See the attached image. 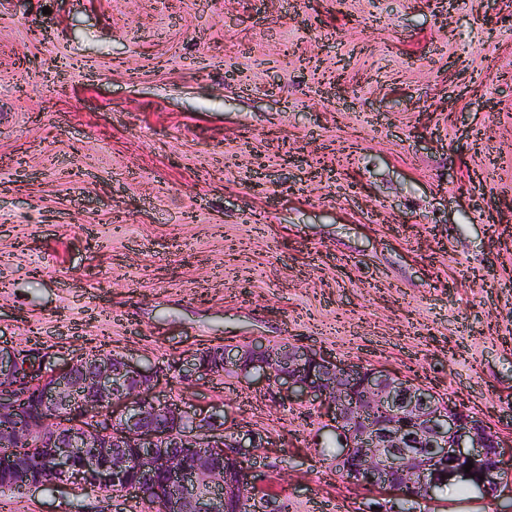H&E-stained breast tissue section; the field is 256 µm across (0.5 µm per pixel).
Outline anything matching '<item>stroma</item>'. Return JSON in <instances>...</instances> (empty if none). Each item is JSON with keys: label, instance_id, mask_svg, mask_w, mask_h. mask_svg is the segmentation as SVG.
Instances as JSON below:
<instances>
[{"label": "stroma", "instance_id": "35a3bbf8", "mask_svg": "<svg viewBox=\"0 0 512 512\" xmlns=\"http://www.w3.org/2000/svg\"><path fill=\"white\" fill-rule=\"evenodd\" d=\"M509 199L512 0H0V342L163 371L267 438L248 464L290 512L377 493L337 474L317 403L174 360L306 346L415 379L512 450ZM4 499L135 512L97 489Z\"/></svg>", "mask_w": 512, "mask_h": 512}]
</instances>
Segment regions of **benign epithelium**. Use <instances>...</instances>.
I'll use <instances>...</instances> for the list:
<instances>
[{
	"label": "benign epithelium",
	"instance_id": "benign-epithelium-1",
	"mask_svg": "<svg viewBox=\"0 0 512 512\" xmlns=\"http://www.w3.org/2000/svg\"><path fill=\"white\" fill-rule=\"evenodd\" d=\"M227 367L244 379L265 378L290 399H318L336 430V473L351 485L399 492L414 483L431 499L450 482L482 497L512 482L504 445L482 420L405 376L292 344L226 348L209 367L192 354L175 371L193 382ZM159 381V371L112 352L53 364L0 345V449L37 438L49 457L23 482L16 481L20 469L0 470V484L21 491L122 487L151 512H279L278 501L254 496L243 452L262 447V435L224 436L221 407L204 411L164 397ZM143 472L174 482L173 496L157 498L149 485L131 483Z\"/></svg>",
	"mask_w": 512,
	"mask_h": 512
}]
</instances>
